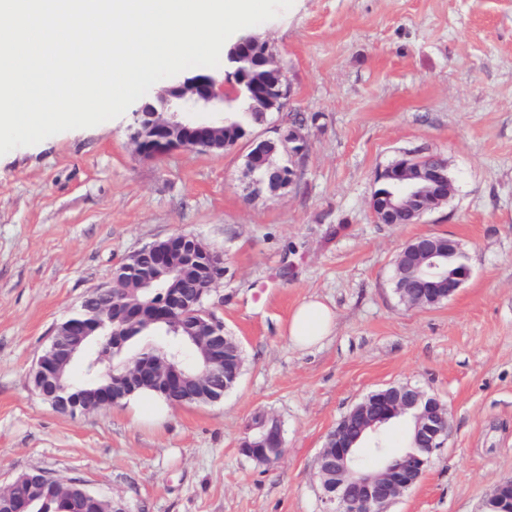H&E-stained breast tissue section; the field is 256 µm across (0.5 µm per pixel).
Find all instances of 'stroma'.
<instances>
[{"mask_svg":"<svg viewBox=\"0 0 512 512\" xmlns=\"http://www.w3.org/2000/svg\"><path fill=\"white\" fill-rule=\"evenodd\" d=\"M289 95L221 154H136L134 110L0 156V487L42 470L126 512H323L316 459L369 392L410 382L448 406L450 431L388 512H483L512 478V0H294L251 27ZM307 120L310 147L284 192H254L252 139ZM447 160L454 193L415 224H378L375 178L401 157ZM224 258L217 312L245 358L220 402L57 413L30 380L50 330L128 253L173 233ZM455 236L472 268L448 301L409 308L391 288L398 252ZM335 330L295 349L306 297ZM260 412L287 452L239 450Z\"/></svg>","mask_w":512,"mask_h":512,"instance_id":"35a3bbf8","label":"stroma"}]
</instances>
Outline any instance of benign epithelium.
<instances>
[{"label":"benign epithelium","mask_w":512,"mask_h":512,"mask_svg":"<svg viewBox=\"0 0 512 512\" xmlns=\"http://www.w3.org/2000/svg\"><path fill=\"white\" fill-rule=\"evenodd\" d=\"M246 42L259 53L252 70L237 67L222 80L208 72L191 71L142 102L135 113L131 134L137 154L156 158L179 149L224 151V146H215V140L224 132V108L237 100L240 84L247 86L255 105L263 111L272 103H284L287 75L268 41L247 37L225 49L224 61H243L241 48ZM277 142L291 160L304 157L310 144L308 132L301 125L281 130ZM264 144L263 140L253 142L247 161L251 173L258 176L257 184L277 194L296 182L298 171L292 165L270 166ZM382 181L391 182L392 191L386 196L373 194L371 208L378 224H414L415 217L446 203L453 193L448 163L442 159L403 157L378 173L376 182ZM201 251L209 253L210 261L199 264L197 273L203 286L211 289L224 277L223 257L193 235L175 233L159 238L132 252L136 263L130 265L123 260L115 265L112 280L95 292L110 294L112 289L129 283L139 290H154L161 301L148 311L133 302L124 307L112 303L86 319H69L65 324L67 334L72 336L69 346L61 350L50 342L34 365L32 384L37 395L66 415L108 407L145 382L152 383L163 394L178 389L181 403L198 402L203 390L207 402L221 400L224 390L240 377L241 369L237 358L227 350L224 320L215 313L195 326L196 352L189 369L171 361L155 364L134 359L117 376L102 358L100 364L94 363L92 367H101L100 376L116 378L118 382L99 391L96 407L81 394L68 391L64 380L65 370L77 350L93 340L95 332L109 322L160 324L170 330L178 329L181 312L189 307V302L177 285ZM450 255L462 258L453 276L444 268ZM398 257L404 265L400 294L409 307L419 305L421 294L437 299L454 296L472 275L460 242L450 235H418L402 248ZM406 415L415 421L416 447L390 459L382 454L374 465L362 466L354 448L357 441L365 436L374 447H380L383 426ZM256 427L263 431L262 447L243 448L241 452L276 463L285 451L280 419L263 413ZM449 427L447 406L418 385L393 384L369 393L336 423L318 453V468L334 475L331 481H321L324 512H351L354 506L360 512H387L390 504L421 480L434 453L445 446ZM14 489L13 483L0 489V512H29L31 498L16 495ZM489 500L495 503L497 512H512V480L496 484Z\"/></svg>","instance_id":"7a95c632"}]
</instances>
